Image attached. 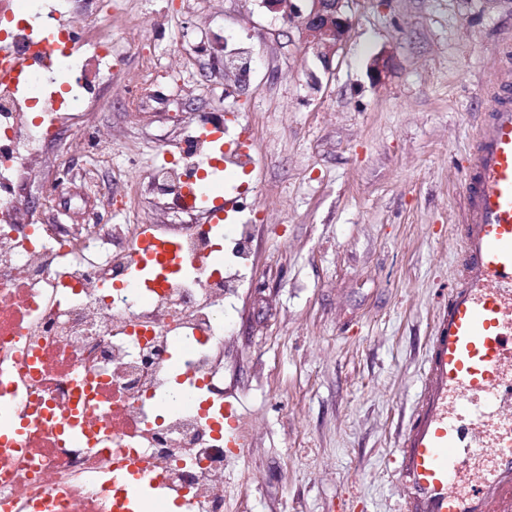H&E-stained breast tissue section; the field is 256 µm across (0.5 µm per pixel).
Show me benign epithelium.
<instances>
[{
    "mask_svg": "<svg viewBox=\"0 0 512 512\" xmlns=\"http://www.w3.org/2000/svg\"><path fill=\"white\" fill-rule=\"evenodd\" d=\"M306 10L294 0H262V4L274 11H284V18L297 20L295 28L305 53L320 61L325 70H330L332 58L346 40L350 31V20L344 14V0H307Z\"/></svg>",
    "mask_w": 512,
    "mask_h": 512,
    "instance_id": "benign-epithelium-1",
    "label": "benign epithelium"
}]
</instances>
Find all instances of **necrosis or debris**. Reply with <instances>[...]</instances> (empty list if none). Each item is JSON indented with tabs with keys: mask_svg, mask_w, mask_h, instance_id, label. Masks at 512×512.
Returning a JSON list of instances; mask_svg holds the SVG:
<instances>
[{
	"mask_svg": "<svg viewBox=\"0 0 512 512\" xmlns=\"http://www.w3.org/2000/svg\"><path fill=\"white\" fill-rule=\"evenodd\" d=\"M0 0V512H224V304L243 282L253 227L216 256L210 224H51L27 181L68 166L50 153L77 132L87 158L112 164L85 120L98 92L84 67L112 66L117 44L94 0L42 12ZM54 42L55 60L44 55ZM223 127L187 131L149 179L191 214L198 155ZM157 275L133 279L146 239ZM190 258L171 269L166 250ZM78 434H70L69 423Z\"/></svg>",
	"mask_w": 512,
	"mask_h": 512,
	"instance_id": "necrosis-or-debris-1",
	"label": "necrosis or debris"
}]
</instances>
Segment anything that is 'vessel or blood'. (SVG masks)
I'll return each mask as SVG.
<instances>
[{
    "mask_svg": "<svg viewBox=\"0 0 512 512\" xmlns=\"http://www.w3.org/2000/svg\"><path fill=\"white\" fill-rule=\"evenodd\" d=\"M492 97L468 157L461 247L420 412L401 442L406 512L512 505V82Z\"/></svg>",
    "mask_w": 512,
    "mask_h": 512,
    "instance_id": "b4317fda",
    "label": "vessel or blood"
}]
</instances>
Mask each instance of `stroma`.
Segmentation results:
<instances>
[{
    "label": "stroma",
    "mask_w": 512,
    "mask_h": 512,
    "mask_svg": "<svg viewBox=\"0 0 512 512\" xmlns=\"http://www.w3.org/2000/svg\"><path fill=\"white\" fill-rule=\"evenodd\" d=\"M345 12L350 35L326 70L260 0H123L124 49L96 76L112 171L67 139L78 195L57 224L77 223L85 195L121 223L130 185L141 223H183L156 209L148 175L190 122L224 124L253 157L252 173L222 180L228 199L253 186L232 218L258 226L251 286L224 307V381L253 435L225 471L224 512H399L398 444L459 252L466 160L512 66V0H346ZM214 41L248 61L246 79L192 54ZM148 61L150 89L125 103Z\"/></svg>",
    "instance_id": "1"
}]
</instances>
